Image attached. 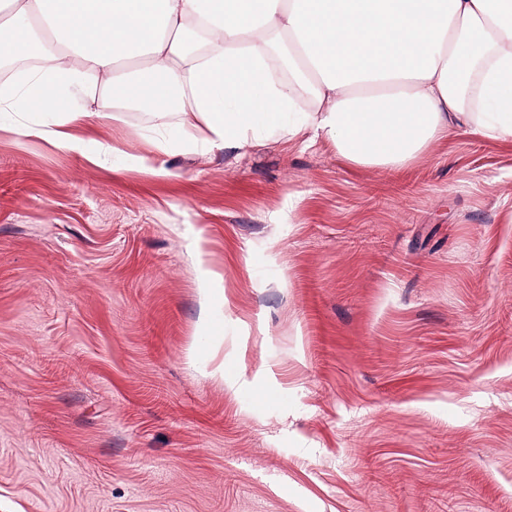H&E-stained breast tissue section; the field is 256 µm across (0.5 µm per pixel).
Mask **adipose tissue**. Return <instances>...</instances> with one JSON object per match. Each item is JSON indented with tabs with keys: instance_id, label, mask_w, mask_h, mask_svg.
Here are the masks:
<instances>
[{
	"instance_id": "obj_1",
	"label": "adipose tissue",
	"mask_w": 512,
	"mask_h": 512,
	"mask_svg": "<svg viewBox=\"0 0 512 512\" xmlns=\"http://www.w3.org/2000/svg\"><path fill=\"white\" fill-rule=\"evenodd\" d=\"M283 38L307 82L275 79ZM0 48L38 54L0 108L55 114L63 148L58 84L148 103L161 152L173 126L204 152L275 130L396 170L455 127L512 138V0H0Z\"/></svg>"
}]
</instances>
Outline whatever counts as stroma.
<instances>
[{
    "instance_id": "1",
    "label": "stroma",
    "mask_w": 512,
    "mask_h": 512,
    "mask_svg": "<svg viewBox=\"0 0 512 512\" xmlns=\"http://www.w3.org/2000/svg\"><path fill=\"white\" fill-rule=\"evenodd\" d=\"M60 95L73 149L0 114V512H512V140L160 153Z\"/></svg>"
}]
</instances>
